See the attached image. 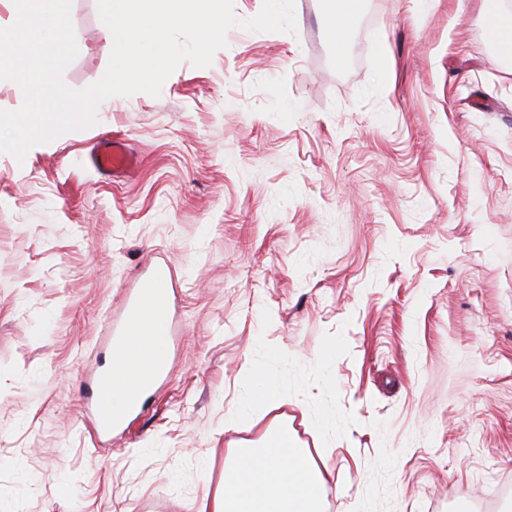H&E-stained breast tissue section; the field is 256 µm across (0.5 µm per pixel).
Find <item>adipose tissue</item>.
<instances>
[{
  "label": "adipose tissue",
  "instance_id": "ef3b65f1",
  "mask_svg": "<svg viewBox=\"0 0 512 512\" xmlns=\"http://www.w3.org/2000/svg\"><path fill=\"white\" fill-rule=\"evenodd\" d=\"M244 371L253 391L244 400L241 414H248L258 401L267 406L287 405V395L263 364L248 363ZM325 483L310 450L294 447L287 426L278 425L257 444L231 449L220 485L202 492L200 512H321Z\"/></svg>",
  "mask_w": 512,
  "mask_h": 512
}]
</instances>
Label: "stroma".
<instances>
[{
    "label": "stroma",
    "mask_w": 512,
    "mask_h": 512,
    "mask_svg": "<svg viewBox=\"0 0 512 512\" xmlns=\"http://www.w3.org/2000/svg\"><path fill=\"white\" fill-rule=\"evenodd\" d=\"M490 0H364L336 65L328 0L227 34L160 97L0 154V512H197L228 449L280 423L323 512H512V58ZM73 89L105 73L73 0ZM120 133L142 168L96 174ZM174 283L170 377L94 439L85 377L132 288ZM264 364L287 406L230 415Z\"/></svg>",
    "instance_id": "stroma-1"
}]
</instances>
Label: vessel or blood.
Listing matches in <instances>:
<instances>
[{"instance_id":"1","label":"vessel or blood","mask_w":512,"mask_h":512,"mask_svg":"<svg viewBox=\"0 0 512 512\" xmlns=\"http://www.w3.org/2000/svg\"><path fill=\"white\" fill-rule=\"evenodd\" d=\"M86 164L99 175L115 176L134 172L141 161L125 139L107 136L99 141ZM171 288L168 267L154 266L127 300L119 323L110 327L107 347L112 364L108 370L92 375L93 395L83 411L95 437H108L121 430L137 411L142 395L166 378L176 341ZM145 316L157 339L156 348L148 351L142 350L137 341Z\"/></svg>"}]
</instances>
